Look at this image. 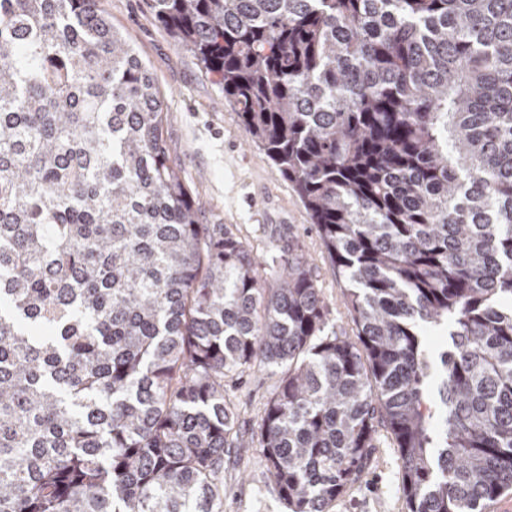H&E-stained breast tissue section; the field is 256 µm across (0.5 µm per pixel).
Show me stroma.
I'll return each mask as SVG.
<instances>
[{"instance_id": "stroma-1", "label": "stroma", "mask_w": 512, "mask_h": 512, "mask_svg": "<svg viewBox=\"0 0 512 512\" xmlns=\"http://www.w3.org/2000/svg\"><path fill=\"white\" fill-rule=\"evenodd\" d=\"M102 5L163 94L171 159L202 205V223L224 225L260 258L288 239H297L330 325L338 335L354 336L346 284L315 225L265 151L246 139L222 87L178 46L158 20L153 0H102ZM281 376V369L256 367L225 378L224 397L236 409L240 435L254 434ZM224 512H287L258 452L225 450ZM327 512H407L398 451L387 431L378 433L359 482L330 504Z\"/></svg>"}]
</instances>
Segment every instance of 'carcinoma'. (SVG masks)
Returning <instances> with one entry per match:
<instances>
[{"label":"carcinoma","mask_w":512,"mask_h":512,"mask_svg":"<svg viewBox=\"0 0 512 512\" xmlns=\"http://www.w3.org/2000/svg\"><path fill=\"white\" fill-rule=\"evenodd\" d=\"M154 4L294 186L357 341L298 241L260 261L198 222L99 0H0V512H223L231 447L326 512L381 426L408 512H483L512 488V0ZM256 364L286 371L245 441L224 378Z\"/></svg>","instance_id":"cac0c4a2"}]
</instances>
